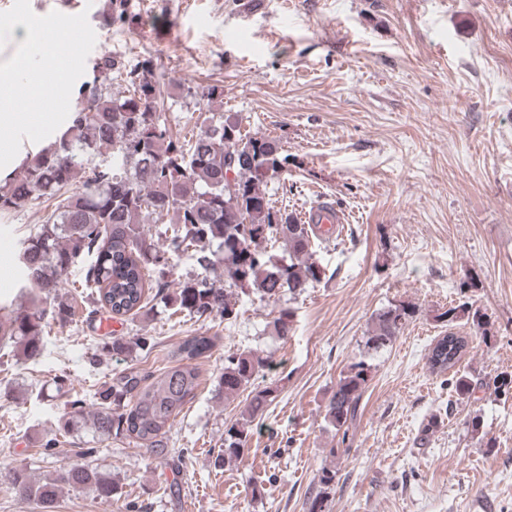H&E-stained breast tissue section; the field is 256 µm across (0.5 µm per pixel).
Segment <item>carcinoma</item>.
<instances>
[{"label":"carcinoma","mask_w":512,"mask_h":512,"mask_svg":"<svg viewBox=\"0 0 512 512\" xmlns=\"http://www.w3.org/2000/svg\"><path fill=\"white\" fill-rule=\"evenodd\" d=\"M98 75L83 83L53 144L25 159L23 170L0 181V214L18 211L39 200L55 208L27 239L20 242L21 285L9 301H0V351L7 348L17 360L40 354L50 327L44 300L53 302V317L71 320L72 306L59 296L62 277L82 260L80 287L114 318L134 316L153 300L192 318L213 316L232 323L241 314L240 296L255 295L279 305L270 323L272 333L286 337L293 310L280 305L285 294L299 296L326 277L313 260L314 249L328 238L293 214L275 206L268 184L288 170V154L273 137L242 130L235 113L211 111L198 132L187 137L173 133L162 119L168 92L156 76L155 60L145 55L126 70L124 63L105 54ZM125 77L124 90L112 89ZM90 176L79 178L84 170ZM122 180L131 195H115L110 184ZM174 220L167 221L169 216ZM143 224H155V237H146ZM183 255L207 271L224 265V283L206 277L177 280L172 261ZM412 303L392 304L378 312L365 346L377 351L418 316ZM465 317L482 329L485 316L464 302L440 313L454 322ZM447 343L443 365L428 356L432 372L445 375L467 347L453 333L436 341ZM215 336H189L177 348L172 364L158 374L128 368L94 393L95 409L85 412V400L67 393L70 412L60 420L56 437H67L77 425L89 427L98 441L125 439L146 447L157 459L172 453L168 433L174 419L196 395L200 385L197 360L216 347ZM157 345L151 336L131 340L112 338V355L130 357ZM269 363L252 350L224 354L216 396L228 399L246 390ZM370 365L361 360L340 377L327 405L325 420L348 440L369 380ZM273 390L253 392L242 418L224 429L223 448L216 461L231 465L247 451L250 424L272 402ZM336 481V471L324 468L320 490L308 512H322L324 494ZM89 490L105 502L120 494L112 477L80 464L51 482L37 484L23 469H13L0 494L19 495L52 508L58 487Z\"/></svg>","instance_id":"obj_1"}]
</instances>
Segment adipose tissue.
Masks as SVG:
<instances>
[{"label": "adipose tissue", "mask_w": 512, "mask_h": 512, "mask_svg": "<svg viewBox=\"0 0 512 512\" xmlns=\"http://www.w3.org/2000/svg\"><path fill=\"white\" fill-rule=\"evenodd\" d=\"M73 26L58 30L36 27L25 17H17L11 37L19 45L17 51L0 61V100L10 98L18 84H25L30 95H38L45 86L52 85L62 99H69L73 83L65 75L66 58L52 51L50 45L57 35H72Z\"/></svg>", "instance_id": "adipose-tissue-1"}]
</instances>
